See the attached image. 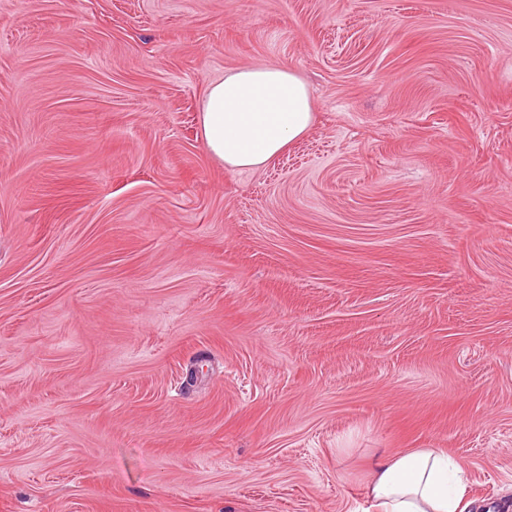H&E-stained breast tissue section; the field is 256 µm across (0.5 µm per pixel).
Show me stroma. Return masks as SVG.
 <instances>
[{"mask_svg": "<svg viewBox=\"0 0 512 512\" xmlns=\"http://www.w3.org/2000/svg\"><path fill=\"white\" fill-rule=\"evenodd\" d=\"M285 66L257 170L207 87ZM512 512V0H0V512ZM313 121L306 84L285 67L229 70L208 86L200 106L207 151L235 170L261 168L302 137ZM461 468L434 449L387 456L374 467L372 512H464Z\"/></svg>", "mask_w": 512, "mask_h": 512, "instance_id": "1", "label": "stroma"}]
</instances>
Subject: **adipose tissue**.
I'll return each mask as SVG.
<instances>
[{"instance_id":"obj_1","label":"adipose tissue","mask_w":512,"mask_h":512,"mask_svg":"<svg viewBox=\"0 0 512 512\" xmlns=\"http://www.w3.org/2000/svg\"><path fill=\"white\" fill-rule=\"evenodd\" d=\"M304 81L284 67L227 71L206 89L200 125L207 151L225 167L256 170L312 126ZM460 467L433 449L377 462L367 497L372 512H464Z\"/></svg>"}]
</instances>
